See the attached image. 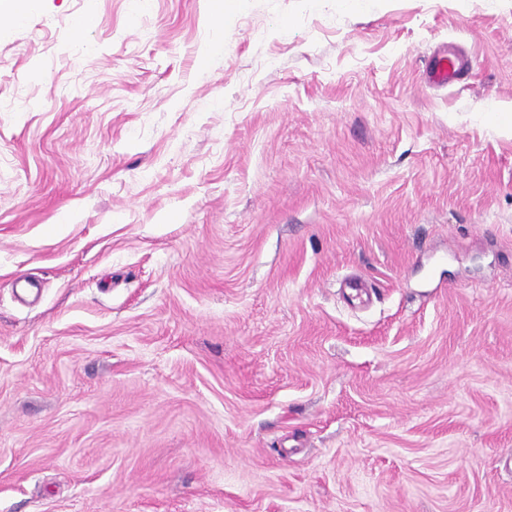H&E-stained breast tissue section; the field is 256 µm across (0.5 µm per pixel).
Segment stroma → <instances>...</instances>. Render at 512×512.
I'll use <instances>...</instances> for the list:
<instances>
[{
  "mask_svg": "<svg viewBox=\"0 0 512 512\" xmlns=\"http://www.w3.org/2000/svg\"><path fill=\"white\" fill-rule=\"evenodd\" d=\"M0 512H512V0L1 26ZM430 79L437 85L452 84L462 75L463 65L455 56L432 55L428 61Z\"/></svg>",
  "mask_w": 512,
  "mask_h": 512,
  "instance_id": "35a3bbf8",
  "label": "stroma"
}]
</instances>
